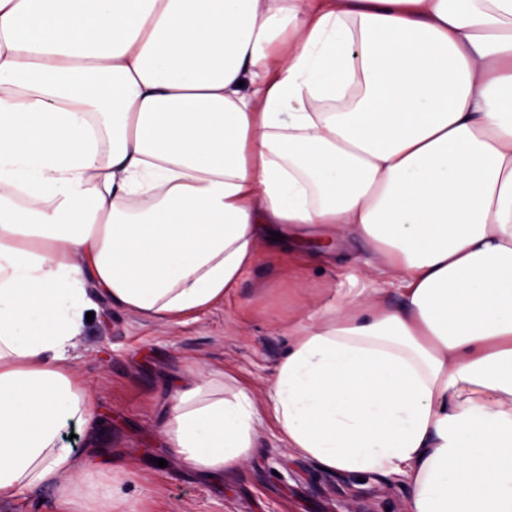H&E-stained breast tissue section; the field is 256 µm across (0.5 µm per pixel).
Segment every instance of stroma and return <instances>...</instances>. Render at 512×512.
I'll return each mask as SVG.
<instances>
[{
	"instance_id": "stroma-1",
	"label": "stroma",
	"mask_w": 512,
	"mask_h": 512,
	"mask_svg": "<svg viewBox=\"0 0 512 512\" xmlns=\"http://www.w3.org/2000/svg\"><path fill=\"white\" fill-rule=\"evenodd\" d=\"M352 299L401 302L356 240L343 243L333 263L306 253L260 258L234 297L176 327L101 303L68 363L95 394L103 461L135 467L120 486L126 512H407L404 479L323 470L288 447L267 411L257 425L259 448L221 478L170 460L160 433L187 370L222 371L268 396L288 346L289 316L314 323L326 306ZM161 458L166 467H158Z\"/></svg>"
}]
</instances>
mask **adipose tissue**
Listing matches in <instances>:
<instances>
[{
	"mask_svg": "<svg viewBox=\"0 0 512 512\" xmlns=\"http://www.w3.org/2000/svg\"><path fill=\"white\" fill-rule=\"evenodd\" d=\"M313 225L402 304L289 320L265 407L188 373L170 455L234 471L268 409L409 512H512V0H0V497L119 512L87 313L181 325Z\"/></svg>",
	"mask_w": 512,
	"mask_h": 512,
	"instance_id": "1",
	"label": "adipose tissue"
}]
</instances>
